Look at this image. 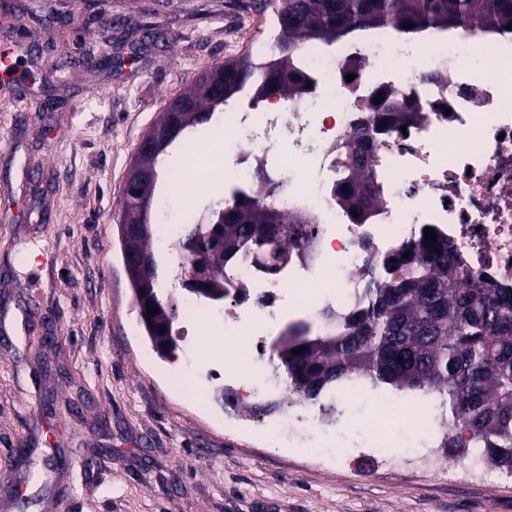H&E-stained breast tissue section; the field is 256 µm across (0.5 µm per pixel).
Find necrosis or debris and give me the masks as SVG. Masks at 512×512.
Masks as SVG:
<instances>
[{
    "label": "necrosis or debris",
    "instance_id": "1",
    "mask_svg": "<svg viewBox=\"0 0 512 512\" xmlns=\"http://www.w3.org/2000/svg\"><path fill=\"white\" fill-rule=\"evenodd\" d=\"M301 53L310 81L303 97L226 104L223 143L190 151L189 163L201 181L223 176L228 194L256 188L260 168L286 181L278 204L312 218L317 250L309 258H291L274 278L261 259L242 261L233 278L248 288L250 299L229 294L220 310L187 303L182 330L205 313L223 317L225 335L249 337L250 355L262 363L267 340L281 323L316 320L329 309L352 311L361 302L369 260L429 228L454 243L465 268L512 288V33L472 23L429 27L408 39L389 26L307 43ZM406 100L418 103L422 116L406 129L375 135L370 180L378 206L366 223H353L332 193L342 176L341 148L371 113ZM326 401L336 409L332 419L298 401L288 415H263L249 434L276 448L281 430L300 428L301 447L332 448L351 427L354 402L383 419L401 415L411 422L403 433L366 443V455L378 446L413 448L418 462L437 471L450 434L469 454L449 470V481L495 479L469 431L459 424L444 430L445 393H399L356 382Z\"/></svg>",
    "mask_w": 512,
    "mask_h": 512
}]
</instances>
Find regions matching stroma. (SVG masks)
<instances>
[{
    "label": "stroma",
    "mask_w": 512,
    "mask_h": 512,
    "mask_svg": "<svg viewBox=\"0 0 512 512\" xmlns=\"http://www.w3.org/2000/svg\"><path fill=\"white\" fill-rule=\"evenodd\" d=\"M280 0H0V512H512V475L456 484L224 431L205 392L223 320L174 359L144 335L115 209L159 112L206 68L268 35ZM28 93L38 104L19 103Z\"/></svg>",
    "instance_id": "35a3bbf8"
}]
</instances>
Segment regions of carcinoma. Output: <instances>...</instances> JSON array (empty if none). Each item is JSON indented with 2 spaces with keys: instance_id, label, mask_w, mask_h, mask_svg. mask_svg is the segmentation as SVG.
I'll return each instance as SVG.
<instances>
[{
  "instance_id": "cac0c4a2",
  "label": "carcinoma",
  "mask_w": 512,
  "mask_h": 512,
  "mask_svg": "<svg viewBox=\"0 0 512 512\" xmlns=\"http://www.w3.org/2000/svg\"><path fill=\"white\" fill-rule=\"evenodd\" d=\"M470 21L487 28L512 27V0H281L271 22V49L226 59L205 70L179 95L191 105L178 116L180 133L162 139L158 152L139 154L133 161L153 174L147 201L143 204L123 189L116 223H156L167 196L178 192L169 158L197 145L201 128L222 125L224 103L301 96L308 78L300 45L385 25L408 34ZM406 23L412 27L404 28ZM420 117L418 104L393 102L373 113L342 147L343 178L333 196L348 213H357L354 223H363L378 204L365 174L372 162L370 152L360 154L359 142ZM258 177L262 196L240 192L242 202L226 206L220 188V195L208 205L191 211V221L176 231L178 263L173 268H166L153 251L152 237L131 243L153 259L149 278L158 313L141 318L146 336L155 335L159 321L169 324L170 335H176L179 309L163 291L164 277L171 274L180 283L190 265L208 262L214 272L212 291L195 299L219 308L229 289L246 293L225 276L236 263L261 257L269 261L266 273L274 276L293 255L312 251L316 226L267 202L280 186L262 169ZM362 291L357 309L326 314L320 332L313 335L309 324L297 323L272 341L275 370L288 385L285 397L276 399L277 408L301 400L329 418L335 408L322 404L321 395L355 379L397 392L437 389L448 395V412L482 441L489 463L512 473V289L493 288L461 266L451 242L438 235L433 245L421 238L374 258ZM301 346L302 354L293 353Z\"/></svg>"
}]
</instances>
